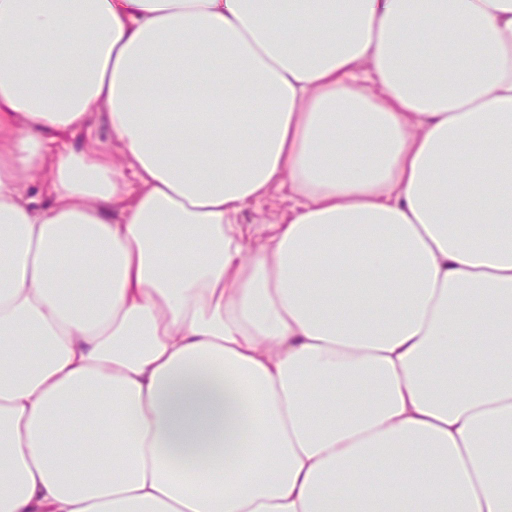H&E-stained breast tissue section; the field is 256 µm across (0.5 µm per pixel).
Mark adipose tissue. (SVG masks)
Wrapping results in <instances>:
<instances>
[{"instance_id": "ef3b65f1", "label": "adipose tissue", "mask_w": 512, "mask_h": 512, "mask_svg": "<svg viewBox=\"0 0 512 512\" xmlns=\"http://www.w3.org/2000/svg\"><path fill=\"white\" fill-rule=\"evenodd\" d=\"M506 455L512 0H0V512H512ZM288 195L276 194L272 198L247 205L238 217L241 224H272L293 205Z\"/></svg>"}]
</instances>
